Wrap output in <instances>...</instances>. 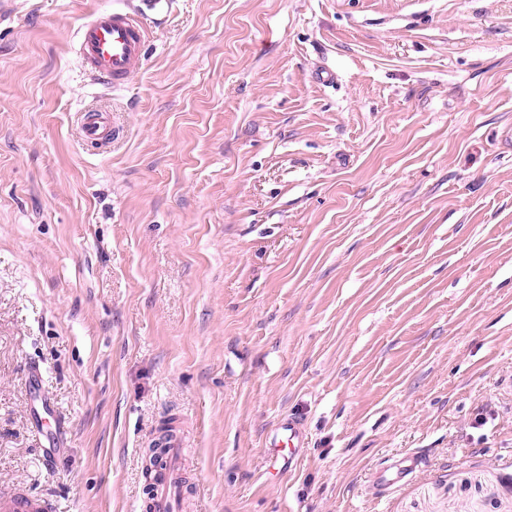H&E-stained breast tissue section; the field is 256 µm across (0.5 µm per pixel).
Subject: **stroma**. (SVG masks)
Instances as JSON below:
<instances>
[{"label":"stroma","mask_w":512,"mask_h":512,"mask_svg":"<svg viewBox=\"0 0 512 512\" xmlns=\"http://www.w3.org/2000/svg\"><path fill=\"white\" fill-rule=\"evenodd\" d=\"M113 3L0 0V494L147 512L170 419L185 512H512V0H158L118 90ZM145 29L119 7L93 12L74 32L80 67L122 87L140 69ZM86 117L81 118L80 133L82 140L97 148L108 147L112 142V120L105 111H88ZM304 440V425L300 420L289 417L288 419L281 420L268 445V448H274L270 455L277 459L279 453L288 448L289 463L298 455V448H302ZM422 461V457L417 453L407 457L397 464H391L380 468L376 477L377 484L387 485L406 478L420 468Z\"/></svg>","instance_id":"1"}]
</instances>
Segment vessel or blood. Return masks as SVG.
<instances>
[{
	"label": "vessel or blood",
	"instance_id": "vessel-or-blood-1",
	"mask_svg": "<svg viewBox=\"0 0 512 512\" xmlns=\"http://www.w3.org/2000/svg\"><path fill=\"white\" fill-rule=\"evenodd\" d=\"M144 37L143 26L121 8L93 12L74 32L79 65L106 84L123 86L141 67ZM80 133L85 143L108 147L112 141L109 114L100 110L87 114L80 122ZM304 440L303 423L288 418L277 425L270 446L275 452H287L293 459ZM180 457L179 441H171L166 450V463L153 484V512H177ZM421 463L420 455H411L397 464L380 468L376 480L381 485L402 480L417 471ZM39 508L35 498L0 495V512H38Z\"/></svg>",
	"mask_w": 512,
	"mask_h": 512
}]
</instances>
